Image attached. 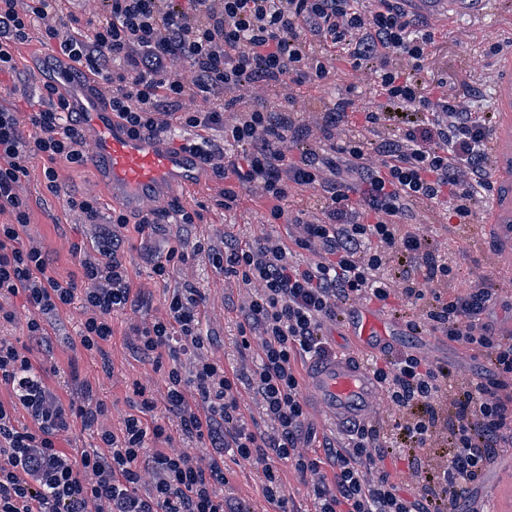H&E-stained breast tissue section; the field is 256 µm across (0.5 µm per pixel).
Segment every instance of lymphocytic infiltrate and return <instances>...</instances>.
I'll list each match as a JSON object with an SVG mask.
<instances>
[{
  "label": "lymphocytic infiltrate",
  "mask_w": 512,
  "mask_h": 512,
  "mask_svg": "<svg viewBox=\"0 0 512 512\" xmlns=\"http://www.w3.org/2000/svg\"><path fill=\"white\" fill-rule=\"evenodd\" d=\"M81 0H0V77H15L18 45L32 22L45 26L73 77H98L97 93L132 136L192 131L185 149L224 183L218 204L233 211L244 189L257 191L266 224H285L288 238L267 235L225 244L210 259L236 278L238 344L254 350L250 366L226 367L202 349L204 296L185 284L168 298L166 315L134 326L135 349L163 376V397L135 384L138 397L119 431L100 425L107 411L90 385L61 399L29 357L31 341L50 319L80 303L78 342L101 351L112 316L132 306L133 280L119 254L128 226L143 233L166 220L194 223L183 206L151 209L129 220L112 214L80 276H59L27 237L29 207L18 188L34 159L45 162L49 190L56 163L83 165L87 141L66 93L47 85L36 110L0 108V324L16 315L5 302L23 296L30 313L26 344L0 336V512H250L226 493L225 453L252 463L277 512L288 499L277 462L292 464L310 484L316 512H479L475 492L512 447V336L496 334L483 316L499 288L484 277L466 292L434 290L453 267L427 236L402 232L421 205L442 207L470 223L490 189L492 115L474 111L467 94L437 98L419 77L435 35L401 0H101V13L74 35ZM370 76V105L341 95L315 124L286 106L259 102L272 87L318 86L332 74L334 54ZM194 73L184 80L178 63ZM358 133L340 139L352 114ZM33 135H25V127ZM224 143L216 145L213 135ZM377 156L367 164L368 156ZM318 192L308 211L295 206L300 189ZM421 305L407 320L411 334L442 336L481 351L485 374L452 383L450 373L419 353L372 363L394 424L356 427L344 448L314 458L303 431L308 411L301 367L329 353L327 326L357 301ZM268 428L252 429L246 400ZM175 415L183 435L211 446L195 458L171 447L157 405ZM27 425H19V415ZM96 433L99 448L67 454L61 435L73 424ZM407 455L412 494H402L381 465Z\"/></svg>",
  "instance_id": "obj_1"
}]
</instances>
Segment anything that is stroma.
<instances>
[{
	"mask_svg": "<svg viewBox=\"0 0 512 512\" xmlns=\"http://www.w3.org/2000/svg\"><path fill=\"white\" fill-rule=\"evenodd\" d=\"M435 40L441 49L425 63L428 78L470 90L476 97L474 106L478 111H495L493 80L500 63L499 47L512 44V0H498L494 10L458 18L456 29L437 31ZM47 53L44 28L41 23H34L28 31L27 42L19 47L17 77L0 83V106L25 112L30 105L41 102L45 93L44 72L49 66ZM368 92L366 72L354 68L342 55L337 57L327 85L304 87L291 93L280 88L265 92L264 98L270 103H280L286 94H293V110L310 122L317 113L329 108L338 95L360 99ZM56 169L58 192L48 189L43 162L39 159L33 161L28 177L23 179L21 192L30 211L28 235L40 242L51 266L64 276L77 272L81 255L93 253L99 231L97 225L80 223L76 215L67 211V195H95L100 216L105 220L117 204L100 181V167L61 162ZM223 187V182L209 178L192 195H173V202L199 212L196 223L180 227L165 224L151 234L126 233L119 253L134 280L135 304L132 309L113 315L112 339L104 343L102 353H90L77 346L82 312L76 304L52 318L47 336L33 347V357L38 363L59 367L60 391L74 394L82 383L92 385L108 407L101 420L107 429H120L124 417L131 413L137 401L134 383L151 385L156 393H163L160 374L155 373L151 362L134 348L132 327L165 316L167 298L185 283H192L206 296L202 330L209 334L210 341L204 346V355L228 367L240 365L252 357L251 352L240 350L237 345L239 306L246 291L239 288L235 279L225 278L202 254L174 268L166 277L154 272L155 265L165 262L169 248L180 238L189 245L199 242L220 250L228 237L242 245L266 234L287 237V225L262 223L261 206L251 193H243L236 211L224 212L216 204ZM408 229L428 236L440 251L451 255L453 272L448 278L449 293L466 292L484 276L503 284L504 289L488 309L485 320L498 332L512 323L511 236L486 228L477 220L470 224L448 223L438 206L419 208ZM383 313L390 318L394 329L389 338L390 356L415 349L429 361L448 366L458 380L484 371L486 362L478 352L427 333L410 335L404 319L394 317L391 308H384ZM224 461L235 495L245 500L252 512H275L263 495L260 471L230 455L225 456Z\"/></svg>",
	"mask_w": 512,
	"mask_h": 512,
	"instance_id": "35a3bbf8",
	"label": "stroma"
}]
</instances>
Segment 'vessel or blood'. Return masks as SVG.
I'll list each match as a JSON object with an SVG mask.
<instances>
[{
    "mask_svg": "<svg viewBox=\"0 0 512 512\" xmlns=\"http://www.w3.org/2000/svg\"><path fill=\"white\" fill-rule=\"evenodd\" d=\"M492 0H410L412 10L448 26L469 11L471 4L488 5ZM58 86L82 113L89 132L90 163L102 168V182L114 201L130 211L161 208L177 191L197 189L204 180L200 159L191 152L175 150L164 138L133 137L105 107L95 91L97 79L73 81L69 72L55 75ZM499 103V125L490 142L495 162L497 188L482 209L486 226H512V54L500 63L495 83ZM351 334L368 352L379 350L391 334L389 323L377 308L355 313ZM303 386L329 423L348 429L374 417L382 389L371 372L356 357L333 353L309 360Z\"/></svg>",
    "mask_w": 512,
    "mask_h": 512,
    "instance_id": "vessel-or-blood-1",
    "label": "vessel or blood"
}]
</instances>
